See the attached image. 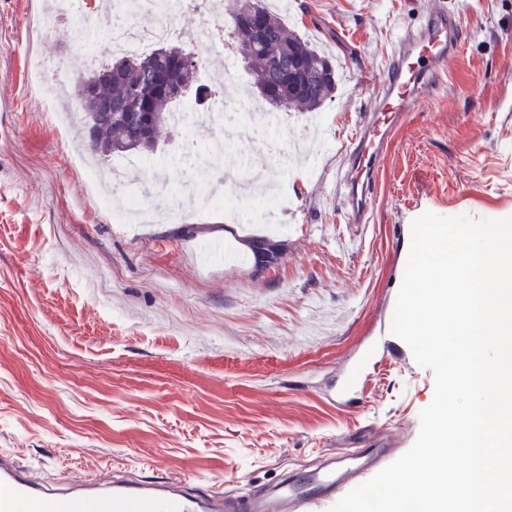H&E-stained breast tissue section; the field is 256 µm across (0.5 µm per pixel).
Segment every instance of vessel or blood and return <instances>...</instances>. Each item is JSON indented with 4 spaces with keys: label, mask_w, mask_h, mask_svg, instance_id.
<instances>
[{
    "label": "vessel or blood",
    "mask_w": 512,
    "mask_h": 512,
    "mask_svg": "<svg viewBox=\"0 0 512 512\" xmlns=\"http://www.w3.org/2000/svg\"><path fill=\"white\" fill-rule=\"evenodd\" d=\"M457 31L452 14L433 10L417 29L398 35L373 105L341 153L338 182L349 223L368 222L378 163L392 145L395 128L445 74ZM384 454L381 448H347L340 467L307 468L266 493L235 487L204 494L184 491L178 478L122 482L103 475L59 490L5 458L0 460V512H318L341 491L369 480L372 461Z\"/></svg>",
    "instance_id": "b4317fda"
}]
</instances>
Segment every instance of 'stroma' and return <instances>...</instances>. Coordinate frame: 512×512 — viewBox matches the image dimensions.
<instances>
[{"instance_id": "stroma-1", "label": "stroma", "mask_w": 512, "mask_h": 512, "mask_svg": "<svg viewBox=\"0 0 512 512\" xmlns=\"http://www.w3.org/2000/svg\"><path fill=\"white\" fill-rule=\"evenodd\" d=\"M292 2L289 27L339 79L306 130L323 149L288 183L274 231L209 209L203 167L157 186L180 154L173 131L131 193L180 218L113 223L74 165L83 143L31 87L36 57L71 56L75 25L56 20L42 45L32 0H0V453L36 479L262 488L353 442L398 456L414 444L434 375L391 331L411 224L512 216V0ZM442 8L463 30L448 74L382 161L369 223H347L341 147L397 32ZM260 236L277 262L254 259ZM368 345L362 400L343 407L345 362Z\"/></svg>"}]
</instances>
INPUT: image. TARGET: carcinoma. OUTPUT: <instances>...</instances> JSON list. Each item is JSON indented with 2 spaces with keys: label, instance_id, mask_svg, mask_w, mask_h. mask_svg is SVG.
Masks as SVG:
<instances>
[{
  "label": "carcinoma",
  "instance_id": "1",
  "mask_svg": "<svg viewBox=\"0 0 512 512\" xmlns=\"http://www.w3.org/2000/svg\"><path fill=\"white\" fill-rule=\"evenodd\" d=\"M232 14L236 52L253 75V84L272 110L281 107L313 112L331 99L336 90V71L328 57L290 32L264 0H236ZM175 66L155 48L138 56H115L103 67L108 75L98 83V93L74 99L75 108L95 116L96 138L89 149L101 159L113 155L155 150L161 130L172 124L178 93L188 89L203 60ZM159 77L167 92L156 96L151 109L158 124L149 132L133 119L141 110L145 83Z\"/></svg>",
  "mask_w": 512,
  "mask_h": 512
}]
</instances>
